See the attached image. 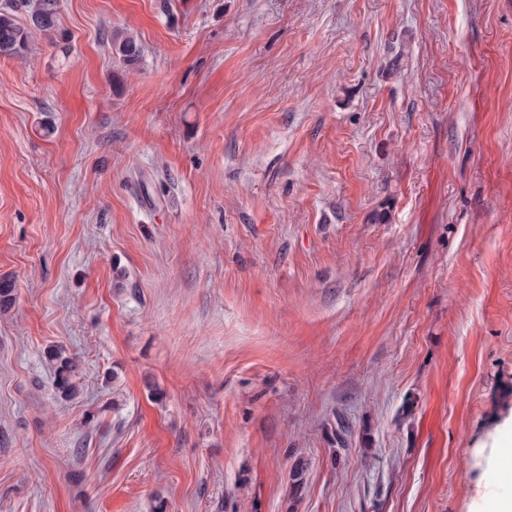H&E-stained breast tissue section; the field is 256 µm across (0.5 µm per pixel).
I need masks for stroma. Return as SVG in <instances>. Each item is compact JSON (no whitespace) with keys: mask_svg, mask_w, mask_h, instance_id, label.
Segmentation results:
<instances>
[{"mask_svg":"<svg viewBox=\"0 0 512 512\" xmlns=\"http://www.w3.org/2000/svg\"><path fill=\"white\" fill-rule=\"evenodd\" d=\"M60 17L0 58V512L511 498L479 477L512 441V0ZM112 46L118 62L126 68H135L142 62L143 48L132 35L117 34L112 37ZM44 358L54 373L57 392L65 398H74L79 393L80 367L63 346L51 345L44 351Z\"/></svg>","mask_w":512,"mask_h":512,"instance_id":"obj_1","label":"stroma"}]
</instances>
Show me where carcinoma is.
I'll list each match as a JSON object with an SVG mask.
<instances>
[{"label": "carcinoma", "mask_w": 512, "mask_h": 512, "mask_svg": "<svg viewBox=\"0 0 512 512\" xmlns=\"http://www.w3.org/2000/svg\"><path fill=\"white\" fill-rule=\"evenodd\" d=\"M26 12V22L17 20L16 12ZM60 0H0V58L21 57L28 48L32 31L54 33L59 30ZM112 46L118 62L134 68L142 62L141 43L131 35L117 34ZM15 301L14 285L8 279L0 280V312L11 308ZM44 358L54 373L57 392L65 398L79 393L80 367L66 349L51 345L44 351Z\"/></svg>", "instance_id": "obj_1"}]
</instances>
